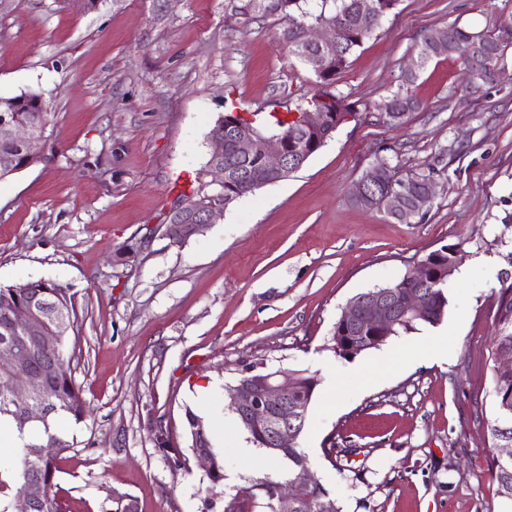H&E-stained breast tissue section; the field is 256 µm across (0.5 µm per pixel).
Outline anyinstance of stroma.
<instances>
[{"label":"stroma","mask_w":512,"mask_h":512,"mask_svg":"<svg viewBox=\"0 0 512 512\" xmlns=\"http://www.w3.org/2000/svg\"><path fill=\"white\" fill-rule=\"evenodd\" d=\"M510 19L512 0H398L337 79L354 117L301 169L177 246L163 225L197 191L218 115L281 112L317 88L282 39L287 18L241 0H0V96L37 91L52 114L40 161L0 181V285L67 288L90 407L62 428L77 440L56 459L62 512H115L120 501L224 512L225 486L198 463L171 465L149 418L163 416L185 446L186 408L220 383L224 422L212 434L226 486L244 485L226 386L258 363L317 377L300 443L342 512H506L488 449L494 307L512 282V50L506 78L476 95L454 59L419 68L421 107L400 127L377 105L425 34ZM383 159L404 176L432 174L421 221L353 204ZM443 246L460 264L441 324L348 359L328 350L349 299ZM441 337L447 362L420 363Z\"/></svg>","instance_id":"stroma-1"}]
</instances>
